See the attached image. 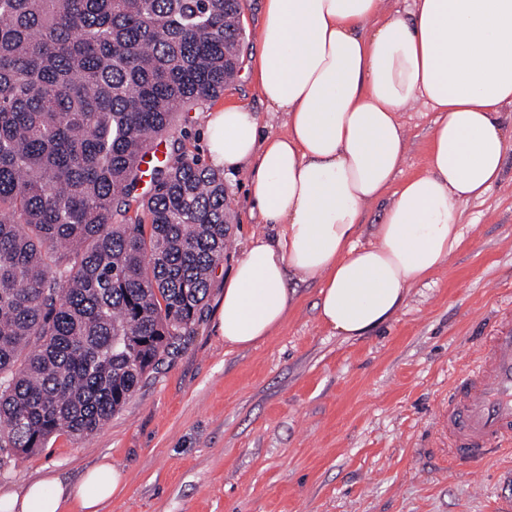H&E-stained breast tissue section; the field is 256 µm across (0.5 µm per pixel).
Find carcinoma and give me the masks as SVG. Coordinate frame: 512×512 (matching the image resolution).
Wrapping results in <instances>:
<instances>
[{
	"instance_id": "carcinoma-1",
	"label": "carcinoma",
	"mask_w": 512,
	"mask_h": 512,
	"mask_svg": "<svg viewBox=\"0 0 512 512\" xmlns=\"http://www.w3.org/2000/svg\"><path fill=\"white\" fill-rule=\"evenodd\" d=\"M243 0H0V452L86 439L193 332L224 178L142 150L234 76ZM135 216H130V212Z\"/></svg>"
}]
</instances>
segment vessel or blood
Instances as JSON below:
<instances>
[{"label":"vessel or blood","mask_w":512,"mask_h":512,"mask_svg":"<svg viewBox=\"0 0 512 512\" xmlns=\"http://www.w3.org/2000/svg\"><path fill=\"white\" fill-rule=\"evenodd\" d=\"M438 425L448 461H480L512 447V316L500 318L474 368L455 383Z\"/></svg>","instance_id":"b4317fda"}]
</instances>
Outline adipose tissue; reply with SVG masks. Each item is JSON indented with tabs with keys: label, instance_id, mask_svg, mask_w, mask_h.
Returning a JSON list of instances; mask_svg holds the SVG:
<instances>
[{
	"label": "adipose tissue",
	"instance_id": "adipose-tissue-1",
	"mask_svg": "<svg viewBox=\"0 0 512 512\" xmlns=\"http://www.w3.org/2000/svg\"><path fill=\"white\" fill-rule=\"evenodd\" d=\"M255 60L261 99L283 134L256 112L207 113L214 168L250 169V194L274 235L251 237L224 282L219 332L253 347L280 326L288 275L320 283L316 307L338 335L387 324L410 288L446 265L461 242V205L501 181L512 108V0H264ZM438 115L427 169L401 177L400 112ZM385 202L368 243L362 218ZM123 481L103 461L74 485L40 481L0 494V512H61L70 500L100 512Z\"/></svg>",
	"mask_w": 512,
	"mask_h": 512
}]
</instances>
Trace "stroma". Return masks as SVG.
Instances as JSON below:
<instances>
[{
	"label": "stroma",
	"instance_id": "stroma-1",
	"mask_svg": "<svg viewBox=\"0 0 512 512\" xmlns=\"http://www.w3.org/2000/svg\"><path fill=\"white\" fill-rule=\"evenodd\" d=\"M262 19V0H243L237 76L176 122L199 162L214 109L244 104L267 131L283 130L257 90ZM434 119L402 113L404 175L425 170ZM247 179L224 178V262L193 333L91 438L58 436L19 459L0 454V493L39 479L75 483L107 459L125 485L101 512H493L512 449L449 468L435 418L498 313L512 311V148L501 182L463 207L448 264L411 288L391 322L357 339L320 321L317 281L293 277L283 324L252 348L225 345L224 278L252 236L272 231L251 215Z\"/></svg>",
	"mask_w": 512,
	"mask_h": 512
}]
</instances>
